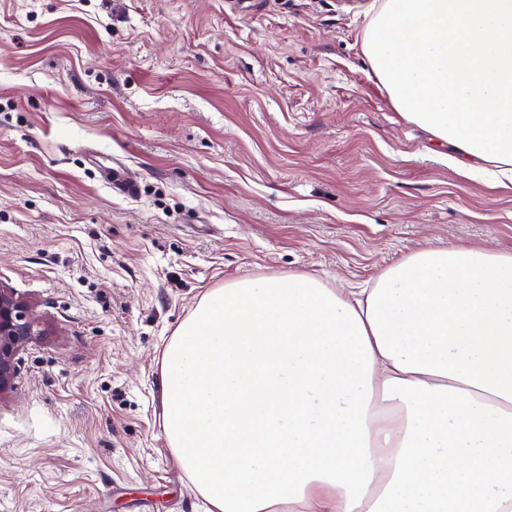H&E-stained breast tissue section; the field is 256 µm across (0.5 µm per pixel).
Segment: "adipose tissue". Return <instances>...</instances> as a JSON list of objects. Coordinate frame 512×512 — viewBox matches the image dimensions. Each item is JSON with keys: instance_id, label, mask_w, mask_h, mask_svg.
<instances>
[{"instance_id": "adipose-tissue-1", "label": "adipose tissue", "mask_w": 512, "mask_h": 512, "mask_svg": "<svg viewBox=\"0 0 512 512\" xmlns=\"http://www.w3.org/2000/svg\"><path fill=\"white\" fill-rule=\"evenodd\" d=\"M364 52L451 163L512 173V0H384ZM161 386L211 512H512V253L422 249L358 293L229 282Z\"/></svg>"}]
</instances>
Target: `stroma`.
<instances>
[{
  "label": "stroma",
  "instance_id": "35a3bbf8",
  "mask_svg": "<svg viewBox=\"0 0 512 512\" xmlns=\"http://www.w3.org/2000/svg\"><path fill=\"white\" fill-rule=\"evenodd\" d=\"M381 3L0 0V282L45 329L0 398V512H209L160 379L225 283L512 253V183L449 164L372 70Z\"/></svg>",
  "mask_w": 512,
  "mask_h": 512
}]
</instances>
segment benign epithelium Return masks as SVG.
Wrapping results in <instances>:
<instances>
[{
    "mask_svg": "<svg viewBox=\"0 0 512 512\" xmlns=\"http://www.w3.org/2000/svg\"><path fill=\"white\" fill-rule=\"evenodd\" d=\"M42 335L30 302L0 283V397L15 389L20 353Z\"/></svg>",
    "mask_w": 512,
    "mask_h": 512,
    "instance_id": "benign-epithelium-1",
    "label": "benign epithelium"
}]
</instances>
